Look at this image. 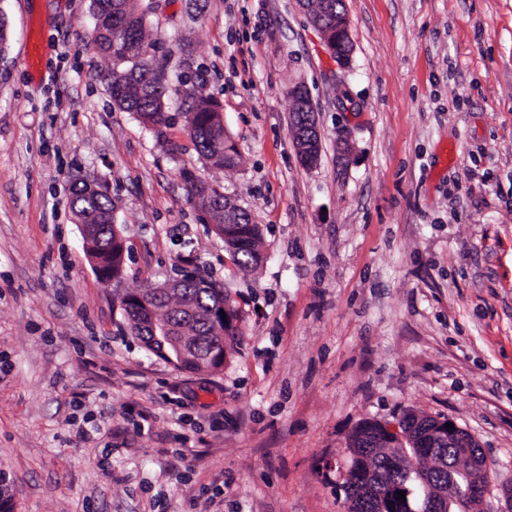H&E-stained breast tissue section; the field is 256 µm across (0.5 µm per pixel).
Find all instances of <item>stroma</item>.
I'll use <instances>...</instances> for the list:
<instances>
[{
    "mask_svg": "<svg viewBox=\"0 0 512 512\" xmlns=\"http://www.w3.org/2000/svg\"><path fill=\"white\" fill-rule=\"evenodd\" d=\"M91 0H0V512H346L334 463L365 419L471 433L512 484V0H344L329 55L298 0H133L151 52L207 78L239 166L113 108ZM308 89L320 158L296 154ZM354 152L339 162L336 132ZM262 230L237 268L183 171ZM107 187L130 248L104 285L70 208ZM243 312L221 371L132 336L121 297L184 265Z\"/></svg>",
    "mask_w": 512,
    "mask_h": 512,
    "instance_id": "stroma-1",
    "label": "stroma"
}]
</instances>
